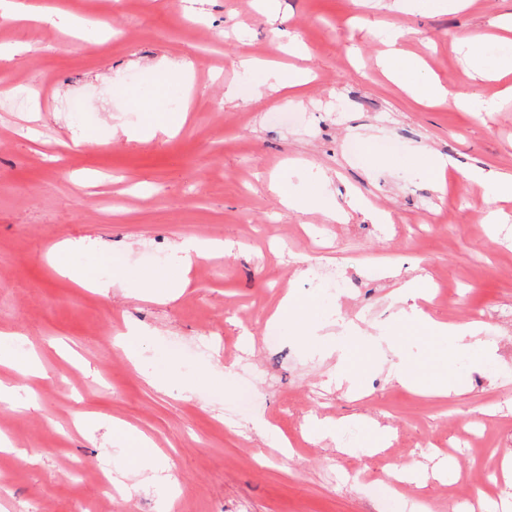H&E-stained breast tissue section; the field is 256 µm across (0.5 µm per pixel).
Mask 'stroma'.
<instances>
[{"label": "stroma", "mask_w": 512, "mask_h": 512, "mask_svg": "<svg viewBox=\"0 0 512 512\" xmlns=\"http://www.w3.org/2000/svg\"><path fill=\"white\" fill-rule=\"evenodd\" d=\"M41 20L0 27V97L26 81L37 101L0 110V334L33 354L43 378L0 365L19 406L0 405V512H512V200L484 218L475 166L512 175V75L465 80L463 43L495 64L512 0H35ZM97 15L99 29L71 21ZM309 52L276 50L270 15ZM409 30L410 66L488 104L465 112L413 100L380 67L390 30ZM246 59L300 90L258 95ZM167 71L159 80L158 68ZM183 122L157 131L165 118ZM450 157L437 173L431 158ZM113 175L103 222L97 177ZM336 216L283 207L269 189L311 191L321 176ZM363 205L350 209V196ZM388 212L391 223L377 220ZM220 239L232 257L194 260L190 284L160 299L132 290L113 257L150 269L155 249L179 272L178 244ZM72 242L69 272L50 255ZM108 283L77 286L70 272ZM424 277L422 308L450 324L479 322L478 370L458 366L461 393L420 395L389 376L394 364L430 375L442 345L396 299ZM454 289L452 299L443 288ZM314 312L316 335L268 321L284 295ZM359 344L350 384L336 382L345 325ZM136 326L139 360L114 346ZM263 378L249 377L248 364ZM177 367L194 392L160 390L146 373ZM90 412L92 432L77 413ZM388 424L371 452L372 421ZM152 443L170 481L103 498L95 472L142 482L114 446L112 422ZM484 436V454L460 448ZM59 453H47L48 444ZM446 461L448 480L391 483L394 466ZM353 467L363 476L345 478ZM503 493L491 500L488 482Z\"/></svg>", "instance_id": "obj_1"}]
</instances>
